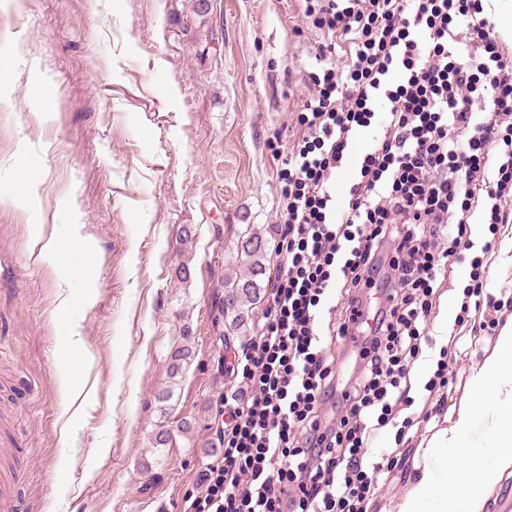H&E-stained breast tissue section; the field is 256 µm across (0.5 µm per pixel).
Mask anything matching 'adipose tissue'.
I'll list each match as a JSON object with an SVG mask.
<instances>
[{"label": "adipose tissue", "instance_id": "obj_1", "mask_svg": "<svg viewBox=\"0 0 512 512\" xmlns=\"http://www.w3.org/2000/svg\"><path fill=\"white\" fill-rule=\"evenodd\" d=\"M479 421L492 432L496 462L490 467L471 463L470 432ZM446 422L417 449L415 474L397 512H448L452 498L461 501V512H482L485 492L512 476V318L473 366L468 392Z\"/></svg>", "mask_w": 512, "mask_h": 512}]
</instances>
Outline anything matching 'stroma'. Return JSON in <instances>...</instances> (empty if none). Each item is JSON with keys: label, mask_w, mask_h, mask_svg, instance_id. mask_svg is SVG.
Masks as SVG:
<instances>
[{"label": "stroma", "mask_w": 512, "mask_h": 512, "mask_svg": "<svg viewBox=\"0 0 512 512\" xmlns=\"http://www.w3.org/2000/svg\"><path fill=\"white\" fill-rule=\"evenodd\" d=\"M198 2L0 0V481L20 512H183L223 451L218 405L252 334L229 331L224 276L243 225L277 237V172L301 133L304 71L321 36L299 0H206L203 14ZM40 79L53 101L32 96ZM384 117L353 142L339 204ZM51 241L70 250L68 266ZM470 279L469 260L449 266L409 400L369 440L371 461L398 465L366 512H396L416 449L495 342L498 313L456 316ZM486 291L512 293V235ZM184 343L192 359L169 379L170 351ZM457 349L453 383L427 391ZM182 419L189 433L156 443Z\"/></svg>", "instance_id": "obj_1"}]
</instances>
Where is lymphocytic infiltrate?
Here are the masks:
<instances>
[{
  "mask_svg": "<svg viewBox=\"0 0 512 512\" xmlns=\"http://www.w3.org/2000/svg\"><path fill=\"white\" fill-rule=\"evenodd\" d=\"M488 3L302 0L322 40L305 73L302 137L278 172V263L221 399L224 455L184 512H362L394 469L365 448L372 424L408 398L437 283L472 249L475 212L491 235L512 223V49ZM379 101L382 133L337 209L336 171ZM494 249L485 242L472 258L461 314L501 310L484 292ZM336 289L342 309L323 313ZM329 339L349 344L345 369L327 358Z\"/></svg>",
  "mask_w": 512,
  "mask_h": 512,
  "instance_id": "lymphocytic-infiltrate-1",
  "label": "lymphocytic infiltrate"
}]
</instances>
